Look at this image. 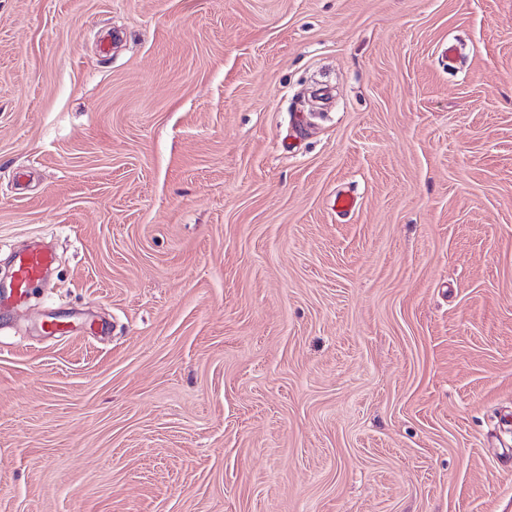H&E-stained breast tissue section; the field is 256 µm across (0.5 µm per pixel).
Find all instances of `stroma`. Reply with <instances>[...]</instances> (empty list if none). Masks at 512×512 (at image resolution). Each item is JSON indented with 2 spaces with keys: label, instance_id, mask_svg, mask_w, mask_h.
I'll use <instances>...</instances> for the list:
<instances>
[{
  "label": "stroma",
  "instance_id": "stroma-1",
  "mask_svg": "<svg viewBox=\"0 0 512 512\" xmlns=\"http://www.w3.org/2000/svg\"><path fill=\"white\" fill-rule=\"evenodd\" d=\"M39 244L0 512H512V0H0Z\"/></svg>",
  "mask_w": 512,
  "mask_h": 512
}]
</instances>
